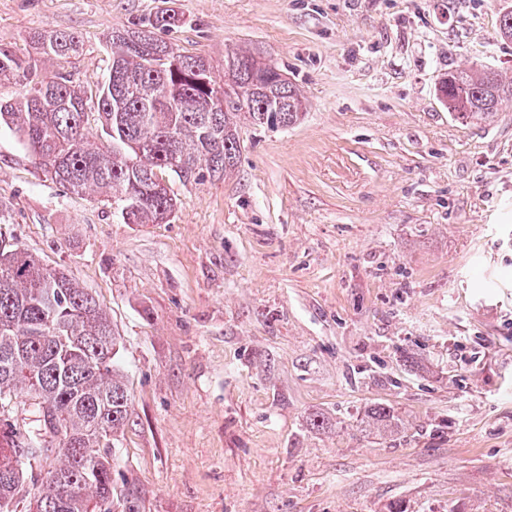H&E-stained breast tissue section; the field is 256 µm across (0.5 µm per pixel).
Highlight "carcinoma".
<instances>
[{
    "label": "carcinoma",
    "instance_id": "1",
    "mask_svg": "<svg viewBox=\"0 0 512 512\" xmlns=\"http://www.w3.org/2000/svg\"><path fill=\"white\" fill-rule=\"evenodd\" d=\"M31 41L44 58L80 53L79 37L37 31ZM112 64L96 98L105 140L84 132L87 103L69 75L46 76L38 64L0 48V78L22 87L0 102V123L15 130L35 164L69 190L97 191L127 224H159L176 198L157 183L170 170L188 179L201 165L225 175L241 152L243 120L264 127L281 109V126L306 110L297 88L273 64L260 73L256 57L233 49L224 56V85L196 79L210 71L197 55H182L145 30L112 33ZM439 102L465 123L492 119L512 100V76L472 66L445 72ZM119 342L107 313L71 276L43 266L0 232V402L29 396L37 425L17 437L0 421V512L23 480L21 465L51 455L60 465L38 479L36 512H105L112 493L114 438L127 418L129 393L118 361Z\"/></svg>",
    "mask_w": 512,
    "mask_h": 512
}]
</instances>
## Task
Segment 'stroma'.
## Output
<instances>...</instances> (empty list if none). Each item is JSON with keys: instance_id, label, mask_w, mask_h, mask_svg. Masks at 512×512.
I'll return each instance as SVG.
<instances>
[{"instance_id": "stroma-1", "label": "stroma", "mask_w": 512, "mask_h": 512, "mask_svg": "<svg viewBox=\"0 0 512 512\" xmlns=\"http://www.w3.org/2000/svg\"><path fill=\"white\" fill-rule=\"evenodd\" d=\"M507 8L0 0L20 57L34 31L80 37L38 64L90 104L112 32L150 28L219 83L248 50L307 105L288 128L242 124L228 177L165 172L161 224L70 193L0 125V229L87 288L120 342L111 512H512V102L467 125L435 95L451 69L512 72Z\"/></svg>"}]
</instances>
